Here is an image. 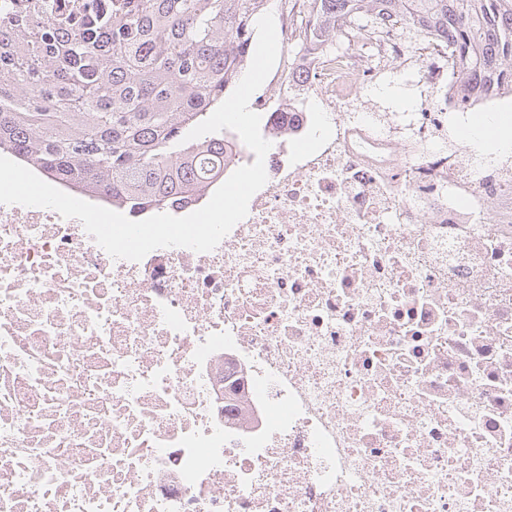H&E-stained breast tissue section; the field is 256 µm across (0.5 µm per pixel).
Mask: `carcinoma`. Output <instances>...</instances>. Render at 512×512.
<instances>
[{"label":"carcinoma","mask_w":512,"mask_h":512,"mask_svg":"<svg viewBox=\"0 0 512 512\" xmlns=\"http://www.w3.org/2000/svg\"><path fill=\"white\" fill-rule=\"evenodd\" d=\"M269 0H0V150L132 218L178 212L224 181L223 130L185 140L251 63ZM332 29L356 0H317ZM419 40L497 87L512 76V0H385Z\"/></svg>","instance_id":"cac0c4a2"}]
</instances>
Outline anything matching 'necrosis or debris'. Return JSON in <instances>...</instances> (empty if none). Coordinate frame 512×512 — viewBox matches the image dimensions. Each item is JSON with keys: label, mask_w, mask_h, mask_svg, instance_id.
Here are the masks:
<instances>
[{"label": "necrosis or debris", "mask_w": 512, "mask_h": 512, "mask_svg": "<svg viewBox=\"0 0 512 512\" xmlns=\"http://www.w3.org/2000/svg\"><path fill=\"white\" fill-rule=\"evenodd\" d=\"M275 4L268 180L214 250L0 204V512H512V150L448 147L512 85ZM370 96L374 98L376 110L379 112L411 110L417 102L411 90L397 83L385 85L377 92H368L367 97Z\"/></svg>", "instance_id": "obj_1"}]
</instances>
